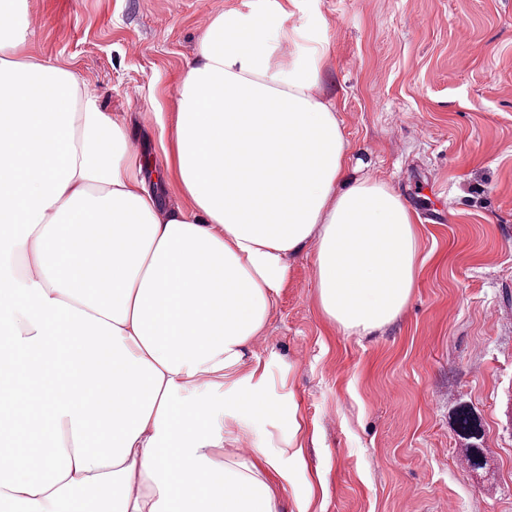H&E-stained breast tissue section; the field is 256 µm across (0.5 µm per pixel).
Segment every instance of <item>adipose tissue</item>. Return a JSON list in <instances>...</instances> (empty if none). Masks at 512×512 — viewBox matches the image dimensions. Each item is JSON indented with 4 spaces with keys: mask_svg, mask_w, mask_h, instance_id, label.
Returning <instances> with one entry per match:
<instances>
[{
    "mask_svg": "<svg viewBox=\"0 0 512 512\" xmlns=\"http://www.w3.org/2000/svg\"><path fill=\"white\" fill-rule=\"evenodd\" d=\"M267 2L211 19L178 83L167 168L180 206L85 80L20 58L27 0H0L7 512H281L273 482L302 461L304 421L292 415L269 455L252 419L270 406L241 368L292 260L311 251L318 307L350 335L394 321L416 287L413 210L349 174L321 89L325 39L284 25L300 0ZM21 431L47 443L40 462L11 442Z\"/></svg>",
    "mask_w": 512,
    "mask_h": 512,
    "instance_id": "ef3b65f1",
    "label": "adipose tissue"
}]
</instances>
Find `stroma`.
<instances>
[{
	"instance_id": "stroma-1",
	"label": "stroma",
	"mask_w": 512,
	"mask_h": 512,
	"mask_svg": "<svg viewBox=\"0 0 512 512\" xmlns=\"http://www.w3.org/2000/svg\"><path fill=\"white\" fill-rule=\"evenodd\" d=\"M258 0H28L22 56L75 71L163 168L161 124L204 26ZM327 40L325 90L349 168L413 209L425 263L398 318L372 336L329 327L310 255L293 261L248 366L265 371L269 453L302 415L295 512H512V0H301ZM482 422L483 469L460 468L458 406Z\"/></svg>"
}]
</instances>
